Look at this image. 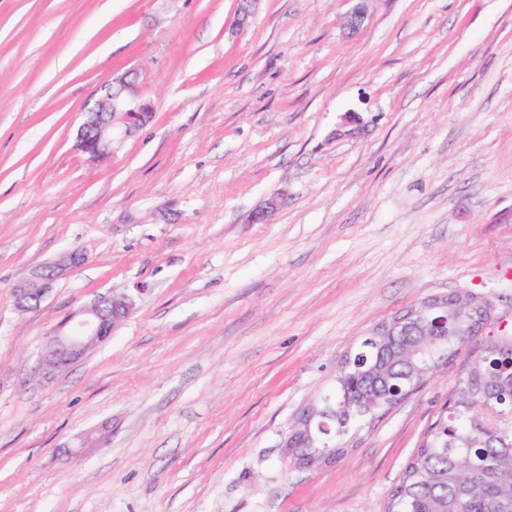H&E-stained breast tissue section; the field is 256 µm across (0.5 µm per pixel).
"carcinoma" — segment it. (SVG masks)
<instances>
[{
	"label": "carcinoma",
	"mask_w": 512,
	"mask_h": 512,
	"mask_svg": "<svg viewBox=\"0 0 512 512\" xmlns=\"http://www.w3.org/2000/svg\"><path fill=\"white\" fill-rule=\"evenodd\" d=\"M467 340L452 313L443 354L414 321L393 336L365 337L345 355L332 391L313 404L318 437L336 436L331 450L342 457L350 432L405 398L436 365L452 362ZM511 362L512 336H496L485 355L460 374L447 415L411 458L388 512H512ZM485 407L500 415L494 431L483 423ZM288 443L298 462L314 452L296 430Z\"/></svg>",
	"instance_id": "1"
}]
</instances>
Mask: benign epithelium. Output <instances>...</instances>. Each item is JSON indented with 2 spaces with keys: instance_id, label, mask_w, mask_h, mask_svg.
<instances>
[{
  "instance_id": "benign-epithelium-1",
  "label": "benign epithelium",
  "mask_w": 512,
  "mask_h": 512,
  "mask_svg": "<svg viewBox=\"0 0 512 512\" xmlns=\"http://www.w3.org/2000/svg\"><path fill=\"white\" fill-rule=\"evenodd\" d=\"M356 6L347 19V27L355 32L360 29L367 15L366 2L355 0ZM152 111L144 101L129 74H123L104 86L103 94L88 108L78 128L75 148L96 161L112 155L114 136H122L144 121ZM85 253L75 248L60 260L32 271L15 294V308L27 311L40 305L57 277L65 271L82 265ZM133 299L125 293H112L101 297L89 306L71 313L57 328L49 333L42 353V367L46 373L66 368L85 356L90 350L110 336L111 332L133 310ZM442 308L419 304L418 320L428 323L431 329L439 328L435 317Z\"/></svg>"
}]
</instances>
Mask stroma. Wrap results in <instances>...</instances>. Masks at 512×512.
<instances>
[{
	"mask_svg": "<svg viewBox=\"0 0 512 512\" xmlns=\"http://www.w3.org/2000/svg\"><path fill=\"white\" fill-rule=\"evenodd\" d=\"M353 6L256 0L240 29L237 0H0V512H387L512 334V0H369L354 34ZM129 70L152 115L89 161L85 110ZM112 292L130 316L45 375L49 331ZM451 292L493 308L455 363L335 463L285 462L347 352ZM85 260V253L79 248H75L67 252L60 260L32 271L29 278L16 289L15 308L18 311H27L39 306L55 279L65 271L82 265Z\"/></svg>",
	"mask_w": 512,
	"mask_h": 512,
	"instance_id": "1",
	"label": "stroma"
}]
</instances>
